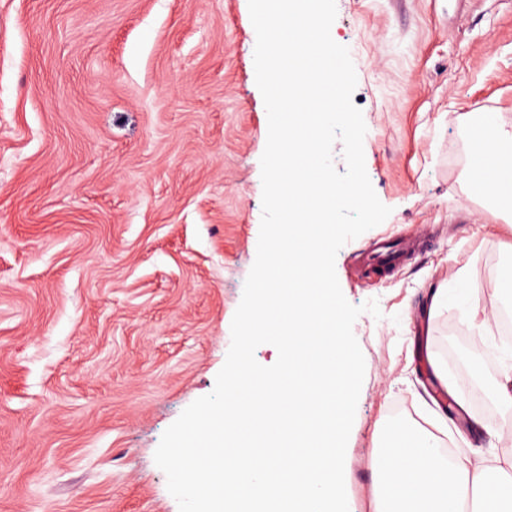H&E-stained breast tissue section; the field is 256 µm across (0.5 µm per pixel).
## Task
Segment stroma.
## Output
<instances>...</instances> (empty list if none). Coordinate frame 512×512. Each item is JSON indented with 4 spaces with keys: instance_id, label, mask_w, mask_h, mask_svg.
Returning <instances> with one entry per match:
<instances>
[{
    "instance_id": "35a3bbf8",
    "label": "stroma",
    "mask_w": 512,
    "mask_h": 512,
    "mask_svg": "<svg viewBox=\"0 0 512 512\" xmlns=\"http://www.w3.org/2000/svg\"><path fill=\"white\" fill-rule=\"evenodd\" d=\"M368 177L391 213L347 242L365 376L345 457L374 512L394 425L512 456V219L472 194L465 137L512 133V0H336ZM248 0H0V512H179L154 461L212 392L256 258L268 118ZM413 240L369 272L379 238ZM447 300L429 313V294ZM471 424L436 420L432 363Z\"/></svg>"
}]
</instances>
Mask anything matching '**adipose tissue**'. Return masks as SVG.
Masks as SVG:
<instances>
[{"label": "adipose tissue", "instance_id": "ef3b65f1", "mask_svg": "<svg viewBox=\"0 0 512 512\" xmlns=\"http://www.w3.org/2000/svg\"><path fill=\"white\" fill-rule=\"evenodd\" d=\"M471 186L512 209V135L469 142ZM377 463L384 478L375 512H512V473L489 461L448 460L436 437L397 429Z\"/></svg>", "mask_w": 512, "mask_h": 512}]
</instances>
